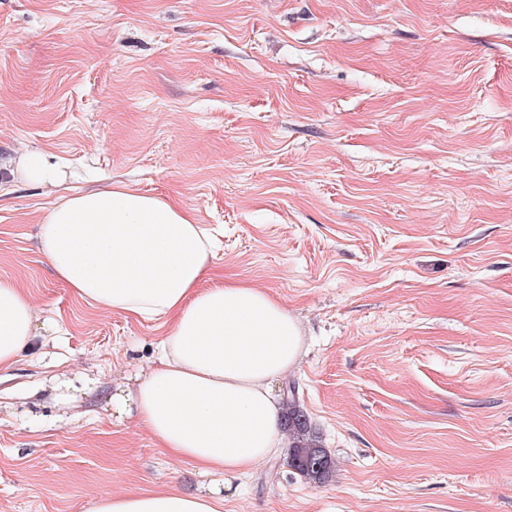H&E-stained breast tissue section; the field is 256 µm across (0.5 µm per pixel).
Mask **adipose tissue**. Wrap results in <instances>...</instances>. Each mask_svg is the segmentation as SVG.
Masks as SVG:
<instances>
[{
    "label": "adipose tissue",
    "instance_id": "ef3b65f1",
    "mask_svg": "<svg viewBox=\"0 0 512 512\" xmlns=\"http://www.w3.org/2000/svg\"><path fill=\"white\" fill-rule=\"evenodd\" d=\"M39 247L56 278L106 312L161 321L158 355L136 386L112 395V412L135 418L174 458L210 482L194 493H103L88 512H222L224 479L283 452L274 384L295 368L302 329L265 289L201 282L212 241L194 216L126 184L56 202ZM13 279H0V367L51 331Z\"/></svg>",
    "mask_w": 512,
    "mask_h": 512
}]
</instances>
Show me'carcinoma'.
I'll return each instance as SVG.
<instances>
[{"label": "carcinoma", "mask_w": 512, "mask_h": 512, "mask_svg": "<svg viewBox=\"0 0 512 512\" xmlns=\"http://www.w3.org/2000/svg\"><path fill=\"white\" fill-rule=\"evenodd\" d=\"M284 426L293 437L290 466L303 478L322 484L329 478L333 461L320 446L318 432L304 412L295 386L283 390Z\"/></svg>", "instance_id": "cac0c4a2"}]
</instances>
